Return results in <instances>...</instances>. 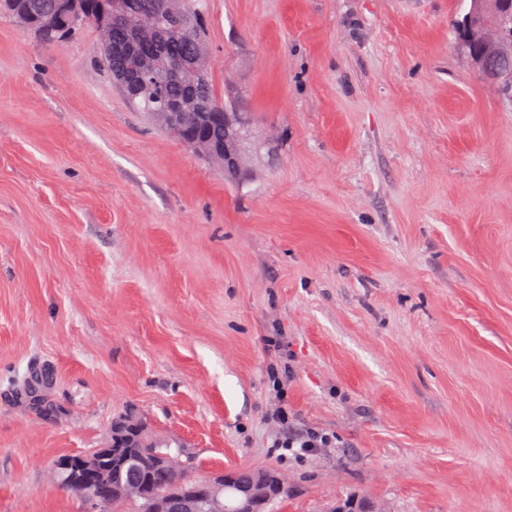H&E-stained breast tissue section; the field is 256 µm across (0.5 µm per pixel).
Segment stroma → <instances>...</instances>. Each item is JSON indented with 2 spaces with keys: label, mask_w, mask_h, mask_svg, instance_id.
Masks as SVG:
<instances>
[{
  "label": "stroma",
  "mask_w": 512,
  "mask_h": 512,
  "mask_svg": "<svg viewBox=\"0 0 512 512\" xmlns=\"http://www.w3.org/2000/svg\"><path fill=\"white\" fill-rule=\"evenodd\" d=\"M468 7L207 0L236 177L93 27L0 17V512H85L53 463L123 416L191 474L281 472L271 512H512V93ZM281 407L335 446L280 456Z\"/></svg>",
  "instance_id": "obj_1"
}]
</instances>
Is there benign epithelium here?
I'll return each instance as SVG.
<instances>
[{"label":"benign epithelium","mask_w":512,"mask_h":512,"mask_svg":"<svg viewBox=\"0 0 512 512\" xmlns=\"http://www.w3.org/2000/svg\"><path fill=\"white\" fill-rule=\"evenodd\" d=\"M499 8V0H470V10L459 25V32L481 73L512 91V17L499 14ZM156 69L155 58L144 57L139 75L115 74L113 79L127 95L134 96L148 86L149 77ZM163 70L173 81L183 83L189 78L198 83L204 81L201 68H187L181 61H171L163 65ZM189 115L193 116L200 128L213 120H222L225 127L232 129L245 124V116L240 112L202 111L190 93L166 101L164 108L157 113V119L179 131ZM183 144L199 154L224 158V173L229 176L241 172V147L234 134L227 135L220 143H214L202 133L186 131ZM103 453L104 449L96 448L57 463L58 467L71 471L70 482L82 492L88 506L87 512H110L113 496L122 493L139 496L142 493L141 486L133 480L121 489L112 486V476L101 464ZM229 482V474L219 473L202 487L183 488L154 502L150 512H196L201 501L207 503L209 512H226L224 487ZM267 484L268 473L265 471L255 472L247 481L238 483L239 507L235 512H255L256 505L266 502Z\"/></svg>","instance_id":"benign-epithelium-1"}]
</instances>
